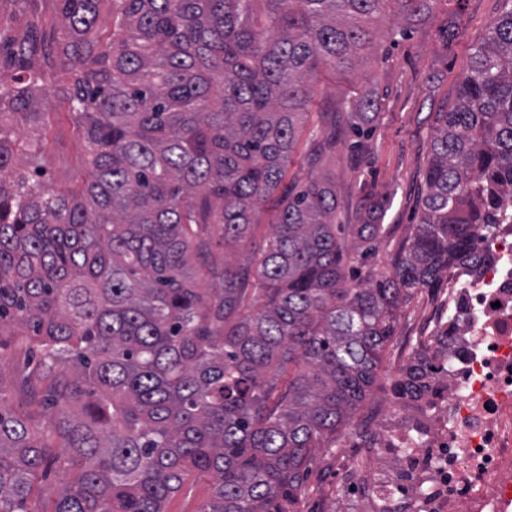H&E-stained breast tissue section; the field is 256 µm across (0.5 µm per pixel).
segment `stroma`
Instances as JSON below:
<instances>
[{
	"mask_svg": "<svg viewBox=\"0 0 512 512\" xmlns=\"http://www.w3.org/2000/svg\"><path fill=\"white\" fill-rule=\"evenodd\" d=\"M506 8L505 0H432L429 15L408 23L396 0H386L376 19L381 34L360 51L356 67L346 73L321 72L314 82V105L297 149L306 151L313 141L336 135L335 150L323 155L316 170L336 177L337 223H361L369 200H385L389 233L367 261L376 273H392L395 256L418 221L437 115L454 106L475 47ZM363 97L375 101L376 115L365 149L355 157L348 145L361 118L353 102ZM44 156L47 187L75 188L86 181L88 154L72 116L58 107L51 116ZM208 233L212 253L240 265L261 250L271 227L258 224L251 240L231 252L224 249L221 225H209ZM437 303L423 289L403 307L372 392L341 427L335 446L313 451L300 512H337L336 464L371 438L365 426L369 413L391 406V383L412 353L405 339L419 332L420 320Z\"/></svg>",
	"mask_w": 512,
	"mask_h": 512,
	"instance_id": "1",
	"label": "stroma"
}]
</instances>
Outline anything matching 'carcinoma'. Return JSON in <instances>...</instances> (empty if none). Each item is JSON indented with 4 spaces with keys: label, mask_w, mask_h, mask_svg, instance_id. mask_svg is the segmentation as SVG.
<instances>
[{
    "label": "carcinoma",
    "mask_w": 512,
    "mask_h": 512,
    "mask_svg": "<svg viewBox=\"0 0 512 512\" xmlns=\"http://www.w3.org/2000/svg\"><path fill=\"white\" fill-rule=\"evenodd\" d=\"M112 29L101 32V3ZM0 29V366L38 355L7 404L0 375V512L31 508L40 472L77 462L51 512H165L214 478L199 512H297L311 453L336 439L376 381L401 306L479 261L474 224L512 199V7L475 48L437 115L422 214L391 278L348 284L385 204L336 223V181L277 194L320 68L348 71L385 0H54L60 28L17 0ZM408 20L430 0H398ZM89 149L80 190H49L38 130L51 78ZM336 149L316 142L313 168ZM278 200L255 264L192 268L193 225L249 240ZM208 280L214 288L202 287ZM439 351L418 344L393 393L415 396ZM188 486L168 500L167 512H197L202 504L211 498L214 487L212 479L209 478L197 479L191 487Z\"/></svg>",
    "instance_id": "obj_1"
}]
</instances>
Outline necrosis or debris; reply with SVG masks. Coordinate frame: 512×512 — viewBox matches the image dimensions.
<instances>
[{
	"instance_id": "4bbe7bcc",
	"label": "necrosis or debris",
	"mask_w": 512,
	"mask_h": 512,
	"mask_svg": "<svg viewBox=\"0 0 512 512\" xmlns=\"http://www.w3.org/2000/svg\"><path fill=\"white\" fill-rule=\"evenodd\" d=\"M485 259L448 282V377L398 398L367 463L363 512H512V213L472 226Z\"/></svg>"
}]
</instances>
